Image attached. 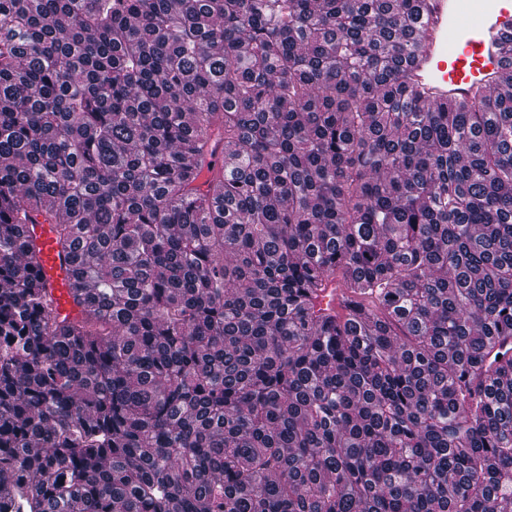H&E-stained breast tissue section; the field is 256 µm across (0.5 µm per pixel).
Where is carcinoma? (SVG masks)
I'll return each instance as SVG.
<instances>
[{
	"label": "carcinoma",
	"instance_id": "carcinoma-1",
	"mask_svg": "<svg viewBox=\"0 0 512 512\" xmlns=\"http://www.w3.org/2000/svg\"><path fill=\"white\" fill-rule=\"evenodd\" d=\"M421 2L0 0V512H512V94ZM417 41L420 52L410 64L413 78L437 101L470 97L479 84L512 60V0H423ZM464 16L469 23L462 22ZM36 224H26L29 247L37 251L38 266L35 271L47 288L49 311L57 320L78 321L82 307L73 299V265L67 252L57 240L56 224L38 217Z\"/></svg>",
	"mask_w": 512,
	"mask_h": 512
}]
</instances>
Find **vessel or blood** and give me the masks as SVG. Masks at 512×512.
Here are the masks:
<instances>
[{"mask_svg": "<svg viewBox=\"0 0 512 512\" xmlns=\"http://www.w3.org/2000/svg\"><path fill=\"white\" fill-rule=\"evenodd\" d=\"M417 41L420 52L411 66L414 80L437 101L470 97L492 74L512 62V0H423ZM30 247L38 256L36 274L57 320L74 322L82 309L73 299V266L57 240L56 227L45 220L27 225Z\"/></svg>", "mask_w": 512, "mask_h": 512, "instance_id": "obj_1", "label": "vessel or blood"}]
</instances>
